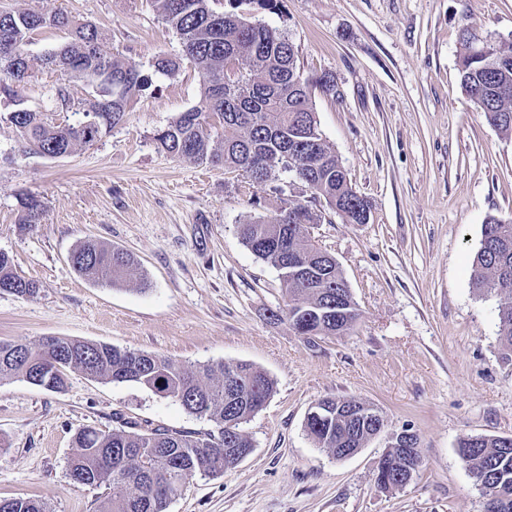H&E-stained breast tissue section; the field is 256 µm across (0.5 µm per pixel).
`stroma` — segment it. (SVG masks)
I'll use <instances>...</instances> for the list:
<instances>
[{
	"instance_id": "35a3bbf8",
	"label": "stroma",
	"mask_w": 512,
	"mask_h": 512,
	"mask_svg": "<svg viewBox=\"0 0 512 512\" xmlns=\"http://www.w3.org/2000/svg\"><path fill=\"white\" fill-rule=\"evenodd\" d=\"M15 10H61L96 24L103 48L136 63L148 83L124 122L93 145L48 159L24 148L0 98V251L36 281L32 296L0 292V340L55 336L107 343L186 365L244 361L276 391L244 424L251 454L224 474L194 477L167 512H483V495L457 454L470 436L512 435V361L498 345L507 293L475 287L472 263L490 217L512 216V138L491 126L462 91L461 34L512 42V0H216L277 29L298 51L318 128L352 187L371 205L349 224L326 202L311 237L337 261L359 317L341 336H302L271 319L287 296L278 270L243 243L238 227L307 202L291 174L257 184L223 167L174 158L155 136L197 106L191 63L168 79L155 56L181 44L152 0H0ZM58 33L27 47L30 75L15 90L56 124H74L93 95L41 58ZM66 85L71 106L56 101ZM45 203L41 224L20 223V194ZM96 239L139 263L140 278L101 287L80 278L71 253ZM325 397L378 407L389 428H410L421 464L399 488L376 467L385 436L336 459L305 429ZM155 426L211 430L206 419L137 385L68 370L63 390L0 382V498L45 501L52 512H97L107 485L74 482V434L109 431L119 416Z\"/></svg>"
}]
</instances>
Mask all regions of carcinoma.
I'll list each match as a JSON object with an SVG mask.
<instances>
[{"label":"carcinoma","instance_id":"cac0c4a2","mask_svg":"<svg viewBox=\"0 0 512 512\" xmlns=\"http://www.w3.org/2000/svg\"><path fill=\"white\" fill-rule=\"evenodd\" d=\"M163 20L180 40L178 56L161 54L153 67L176 77L184 61L198 69L202 98L199 105L180 113L155 140L172 157L220 165L241 172L258 184L274 178L279 159L297 154L292 174L315 198L338 209L346 222L360 224L369 202L353 190L336 152L322 137L309 143L318 124L310 85L323 92L334 89L324 75L311 83L297 67L294 45L278 30L249 26L232 12H217L211 0H152ZM67 34L43 55V64L71 79L90 83L95 93L87 111L98 117V128L80 124L55 125L18 101L0 119L10 123L35 153L54 158L90 146L121 124L135 93L148 80L139 67L119 55L103 53L105 34L93 23H77L62 11H14L0 6V96L16 97L14 84L28 77L26 47L44 32ZM459 58L462 90L487 121L506 136L512 135V97L501 96L503 85L512 88V43L501 44L488 59L477 55L465 35ZM224 128L214 142L212 121ZM21 224H39L44 202L34 194L19 200ZM320 215L309 206L287 202L274 215L239 226L246 246L276 268L288 295L287 308L271 317L288 320L304 336H335L352 329L358 310L354 301L342 302L346 315L336 317V291H347L343 274L305 233ZM72 267L84 279L114 286L137 270L127 252L89 240L73 253ZM475 285L486 291L512 293V218H490L482 228L481 245L472 272ZM0 290L31 296L39 286L14 273L8 253L0 252ZM498 344L503 358L512 359V301L498 311ZM57 364L52 374L36 376L40 364ZM115 385L137 384L170 398L187 413L212 422L214 430L196 432L142 426L122 421L108 433L86 427L74 437L75 454L68 462L73 479L82 485L109 483L110 492L98 512H166L168 503L197 475L217 476L232 464L226 448H250L243 424L256 413L255 401L266 403L275 381L247 362L186 367L170 358L112 345L49 337L38 345L0 341V381L20 378L47 390L66 385V371ZM340 404L341 412L328 418L306 417L305 428L319 447L331 454L338 448H362L375 432L374 422H359L348 431L344 412L358 410L354 399L326 397ZM459 447L470 452L462 458L472 474L486 473L491 487L509 497L501 512H512V450L498 436L468 437ZM0 512H48L36 499H0Z\"/></svg>","mask_w":512,"mask_h":512}]
</instances>
